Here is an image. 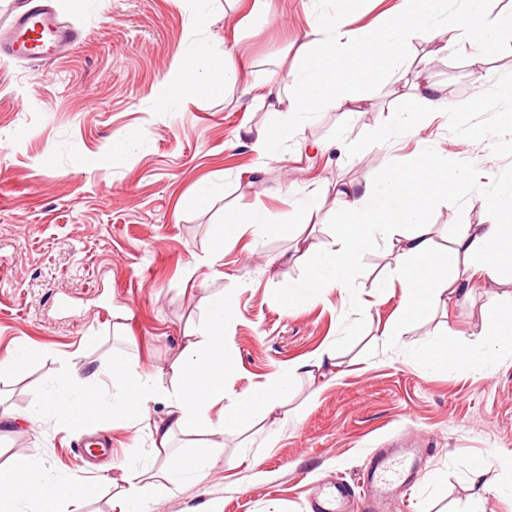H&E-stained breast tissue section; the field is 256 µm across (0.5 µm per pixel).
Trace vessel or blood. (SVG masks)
Segmentation results:
<instances>
[{
    "mask_svg": "<svg viewBox=\"0 0 512 512\" xmlns=\"http://www.w3.org/2000/svg\"><path fill=\"white\" fill-rule=\"evenodd\" d=\"M79 39V31L57 13L51 0H29L27 8L13 12L6 27L0 29V57L35 63L68 53ZM408 465L405 457L394 460L380 453L370 456V480L363 498L366 512H374L406 486L403 474Z\"/></svg>",
    "mask_w": 512,
    "mask_h": 512,
    "instance_id": "1",
    "label": "vessel or blood"
}]
</instances>
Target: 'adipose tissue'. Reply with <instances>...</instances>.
<instances>
[{"instance_id": "1", "label": "adipose tissue", "mask_w": 512, "mask_h": 512, "mask_svg": "<svg viewBox=\"0 0 512 512\" xmlns=\"http://www.w3.org/2000/svg\"><path fill=\"white\" fill-rule=\"evenodd\" d=\"M342 20L323 18L313 26L305 44L302 67L297 70L285 100V109L312 115L331 108L356 103L355 76L372 81L399 72L404 67L403 51L417 32L430 31L434 12L430 0H401L399 10L373 31L353 27L357 0H347ZM197 74L186 77L177 72L166 83L172 96L214 95L224 84L211 80L210 72L224 68L208 46L195 53ZM461 166L423 154L409 168L388 163L380 186H349L336 192V205L342 218L336 249L327 251L309 245L310 272L291 282L284 295L287 306L317 302L329 290L350 293L351 279L359 255L377 243L396 249L394 273L402 290L397 324L415 320L427 308L446 302L449 295L473 288L475 283L512 284V191L504 190L483 198V205L503 215L500 223L464 224L452 240V252L463 257L473 276L460 278L447 257L435 249L433 230L426 222L425 202L447 193L449 184L461 173ZM257 209L238 212L217 228L213 259L224 254V243L245 234L273 232ZM235 307V297L223 294L215 299L201 320L193 342L178 366V385L166 390L155 385L146 371L131 369L122 359L112 362V398L97 394L92 376L62 372L44 391L33 397V418L51 415L75 428L93 423L104 426L115 418L144 419L151 403L163 401L167 418L151 430L152 455H165V465L157 473L129 462L124 468V488L116 500V512L139 508L147 512L151 494L175 488L187 478L206 476L223 452L218 438L225 431L239 428L253 415L271 413L287 398L296 376L311 373L313 360L307 359L277 368L255 390L240 394L232 403L224 401V377L235 363L224 336V317ZM482 341L452 347L436 338L416 351L427 366L447 365L456 372L492 375L498 363L512 357V304L491 302L484 319ZM221 406L220 418H212L214 406ZM212 436L205 455H168L175 434ZM92 487L75 473H56L39 467L32 458L18 456L6 467L0 466V512H18L22 503L31 512H51L60 500L73 507L92 494Z\"/></svg>"}]
</instances>
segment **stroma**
I'll return each instance as SVG.
<instances>
[{
    "instance_id": "35a3bbf8",
    "label": "stroma",
    "mask_w": 512,
    "mask_h": 512,
    "mask_svg": "<svg viewBox=\"0 0 512 512\" xmlns=\"http://www.w3.org/2000/svg\"><path fill=\"white\" fill-rule=\"evenodd\" d=\"M82 33L61 58L38 64L0 59V358L19 345L30 361L0 381V464L32 457L56 472L98 478L80 512H113L131 449L146 448L147 419L78 429L28 417L35 393L62 371L96 372L110 399L113 357L171 388L177 359L192 342L209 300L236 296L224 320L236 362L224 398L256 388L274 369L335 349V365L292 381L281 408L224 434V454L200 480L151 501V512H311L321 485L363 481L371 453L409 436L429 437V457L403 499L385 512H468L471 465L492 464L482 482L512 478L496 458L512 453V359L492 376L427 369L414 350L435 337L479 342L491 298L512 301V285L476 287L423 312L391 343L381 336L397 316V258L385 247L360 256L351 301L337 292L286 309L281 296L308 261L293 205L313 209L316 242L337 237L336 190L375 184L387 162L412 166L435 151L470 172L428 202L434 240L448 249L462 224L492 215L481 197L512 186V0H485L496 34L484 64L458 18L464 0H447L438 38L407 48V81H361L360 111L330 109L297 120L274 157L253 147L282 123L270 85L287 89L311 25L343 10V0H53ZM446 39L447 50L436 48ZM205 44L224 54L228 83L218 96L167 94L179 58ZM456 102L476 95L463 115L425 112L417 131L388 113L416 106L415 85ZM249 128L251 138L238 132ZM223 195L195 202L201 186ZM259 209L274 232L226 241L210 261L214 233L236 210ZM383 278V292L372 290Z\"/></svg>"
}]
</instances>
